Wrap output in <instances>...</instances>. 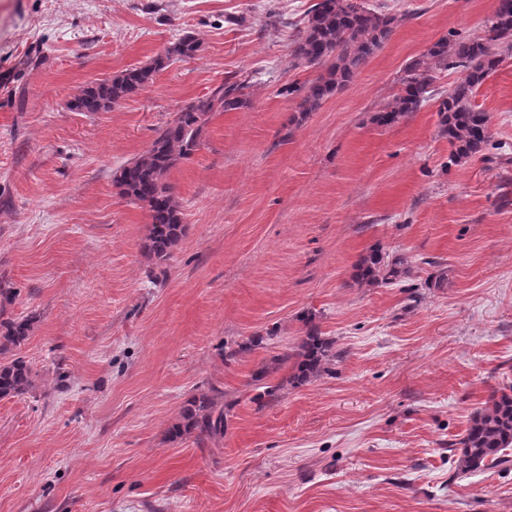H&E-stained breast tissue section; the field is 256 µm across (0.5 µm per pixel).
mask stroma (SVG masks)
I'll use <instances>...</instances> for the list:
<instances>
[{"mask_svg":"<svg viewBox=\"0 0 512 512\" xmlns=\"http://www.w3.org/2000/svg\"><path fill=\"white\" fill-rule=\"evenodd\" d=\"M312 2L0 0V276L36 319L21 354L37 374L0 400V512H512V463L459 477L449 449L512 383V38L475 93L489 142L454 164L438 99L376 115L408 63L479 35L497 0H360L395 16L390 37L298 123L280 90L317 75L292 56ZM187 32L198 54L137 96L69 109ZM242 76L248 105L214 113L169 176L186 233L156 263L113 177ZM374 248L410 277L354 284ZM309 316L336 361L258 401L253 373L287 376L273 358ZM213 388L223 436L170 441Z\"/></svg>","mask_w":512,"mask_h":512,"instance_id":"1","label":"stroma"}]
</instances>
